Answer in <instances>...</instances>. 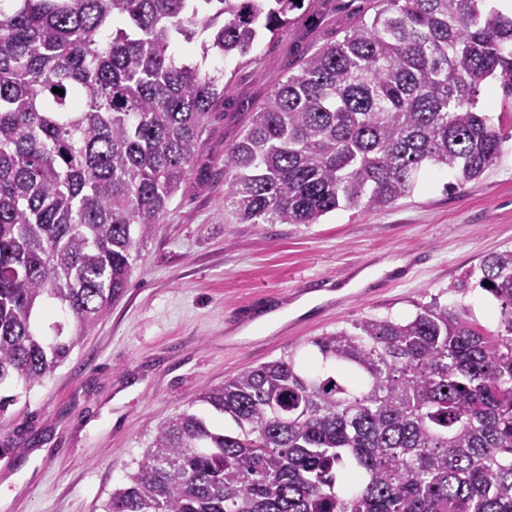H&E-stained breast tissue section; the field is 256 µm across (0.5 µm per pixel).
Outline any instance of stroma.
I'll use <instances>...</instances> for the list:
<instances>
[{
    "label": "stroma",
    "mask_w": 512,
    "mask_h": 512,
    "mask_svg": "<svg viewBox=\"0 0 512 512\" xmlns=\"http://www.w3.org/2000/svg\"><path fill=\"white\" fill-rule=\"evenodd\" d=\"M373 0H322L278 38L249 54L209 56L224 71V98L203 132L191 174L151 240L122 299L43 384L0 416V512H103L155 428L183 409L206 413L198 396L240 371L298 350L305 340L362 317L404 320L417 305H463L477 328L496 330L500 306L468 272L512 248V96L482 84L478 110L502 139L497 161L457 186L453 170L427 166L410 195L386 209L341 208L316 224H243L224 206V150L237 141L272 86L315 49L370 16ZM428 261L380 287L392 263ZM333 290L303 314L299 299ZM258 301L267 327L238 326L236 307Z\"/></svg>",
    "instance_id": "1"
}]
</instances>
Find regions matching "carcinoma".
<instances>
[{
  "label": "carcinoma",
  "mask_w": 512,
  "mask_h": 512,
  "mask_svg": "<svg viewBox=\"0 0 512 512\" xmlns=\"http://www.w3.org/2000/svg\"><path fill=\"white\" fill-rule=\"evenodd\" d=\"M375 3L224 150L242 223L384 209L429 164L463 185L497 161L477 99L495 78L512 95V16ZM316 7L0 0V385L43 383L112 312L201 151L224 71L175 47L244 56ZM470 276L500 305L496 330L432 302L309 338L321 371L290 350L205 390L235 428L188 410L161 423L105 512H512V250Z\"/></svg>",
  "instance_id": "1"
}]
</instances>
